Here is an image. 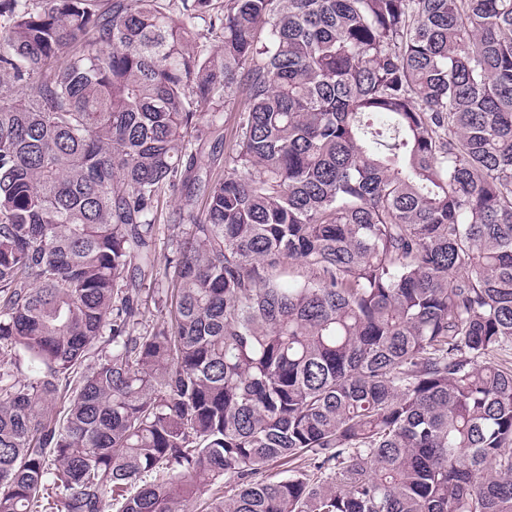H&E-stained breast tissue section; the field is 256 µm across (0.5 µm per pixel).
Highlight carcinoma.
<instances>
[{
	"label": "carcinoma",
	"mask_w": 512,
	"mask_h": 512,
	"mask_svg": "<svg viewBox=\"0 0 512 512\" xmlns=\"http://www.w3.org/2000/svg\"><path fill=\"white\" fill-rule=\"evenodd\" d=\"M6 77L0 512H512V0H0ZM198 148V159L202 166L201 174L205 177L206 173L213 179L224 172V138L215 141L214 137L208 138L195 145ZM167 202L164 204V210H163V217L161 218V223H159L160 230L157 236V242H156V251L158 256V262L163 267L165 264L166 258L171 255L170 250L166 246V227L163 225L165 224H175L174 220H177L178 222V208H179V201L178 199H175L174 197H169ZM176 222V223H177Z\"/></svg>",
	"instance_id": "carcinoma-1"
}]
</instances>
